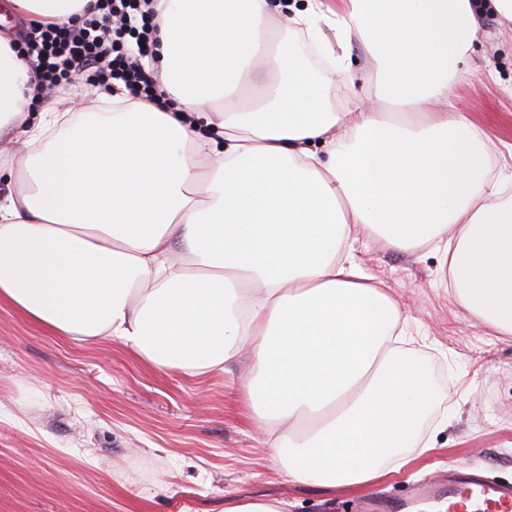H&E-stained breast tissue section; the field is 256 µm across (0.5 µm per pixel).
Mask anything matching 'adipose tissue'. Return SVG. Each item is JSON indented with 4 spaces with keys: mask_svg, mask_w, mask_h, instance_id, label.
Returning a JSON list of instances; mask_svg holds the SVG:
<instances>
[{
    "mask_svg": "<svg viewBox=\"0 0 512 512\" xmlns=\"http://www.w3.org/2000/svg\"><path fill=\"white\" fill-rule=\"evenodd\" d=\"M96 0H7L76 23ZM163 102L23 114L34 70L0 35V299L152 366L223 371L289 480L366 487L409 464L436 402L407 318L349 240L429 247L446 288L512 336V172L449 109L480 0H156ZM367 56L353 94L351 49Z\"/></svg>",
    "mask_w": 512,
    "mask_h": 512,
    "instance_id": "1",
    "label": "adipose tissue"
}]
</instances>
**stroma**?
Masks as SVG:
<instances>
[{
	"mask_svg": "<svg viewBox=\"0 0 512 512\" xmlns=\"http://www.w3.org/2000/svg\"><path fill=\"white\" fill-rule=\"evenodd\" d=\"M501 155L512 152V39L480 19L469 71L448 89ZM367 274L409 317V348L444 398L421 427L432 452L374 488L288 480L241 395L246 358L198 377L146 363L122 341L57 336L0 300V512H224L278 501L284 512H357L369 492L399 504L414 481L464 462L512 483V339L466 317L438 284L430 249L360 240ZM451 420L443 415L449 406Z\"/></svg>",
	"mask_w": 512,
	"mask_h": 512,
	"instance_id": "obj_1",
	"label": "stroma"
}]
</instances>
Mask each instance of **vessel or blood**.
<instances>
[{
    "mask_svg": "<svg viewBox=\"0 0 512 512\" xmlns=\"http://www.w3.org/2000/svg\"><path fill=\"white\" fill-rule=\"evenodd\" d=\"M429 497L421 508L435 512H512V486L489 480L480 471L461 465L448 472L445 497H435V484L425 483Z\"/></svg>",
    "mask_w": 512,
    "mask_h": 512,
    "instance_id": "1",
    "label": "vessel or blood"
}]
</instances>
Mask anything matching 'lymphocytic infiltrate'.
I'll return each instance as SVG.
<instances>
[{"instance_id":"f902f5d3","label":"lymphocytic infiltrate","mask_w":512,"mask_h":512,"mask_svg":"<svg viewBox=\"0 0 512 512\" xmlns=\"http://www.w3.org/2000/svg\"><path fill=\"white\" fill-rule=\"evenodd\" d=\"M154 2L98 0L80 25L32 29L26 48L35 62L36 96L82 73L94 90H110L117 81L134 98L157 99L160 79L143 64L156 29Z\"/></svg>"}]
</instances>
